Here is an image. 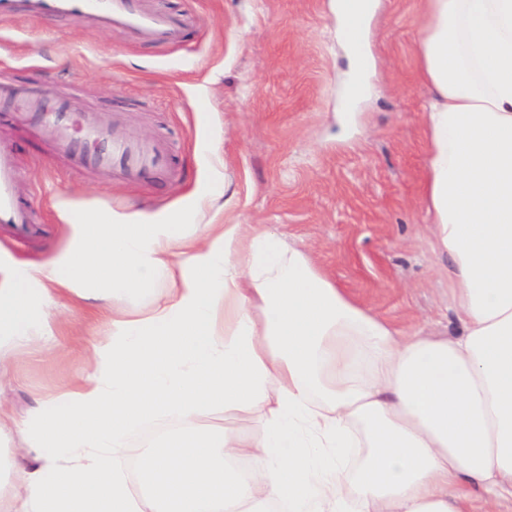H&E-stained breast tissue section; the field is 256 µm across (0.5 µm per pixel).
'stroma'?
I'll list each match as a JSON object with an SVG mask.
<instances>
[{"mask_svg":"<svg viewBox=\"0 0 512 512\" xmlns=\"http://www.w3.org/2000/svg\"><path fill=\"white\" fill-rule=\"evenodd\" d=\"M195 17L177 50L131 44L120 29L78 22H0V76L37 89L79 85L103 123L166 142L179 179L100 186L52 166L46 148L0 115L20 166L19 197L39 206L37 235L0 233L15 259L48 258L74 216L180 215L202 224H268L305 249L371 314L406 334L459 332L448 257L424 203L429 95L418 43L425 0H374L358 50L361 85L348 77L336 0H162ZM55 348L19 355L0 401L23 415L62 390L102 312L60 301Z\"/></svg>","mask_w":512,"mask_h":512,"instance_id":"35a3bbf8","label":"stroma"}]
</instances>
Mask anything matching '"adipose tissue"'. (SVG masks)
Returning a JSON list of instances; mask_svg holds the SVG:
<instances>
[{"instance_id": "obj_1", "label": "adipose tissue", "mask_w": 512, "mask_h": 512, "mask_svg": "<svg viewBox=\"0 0 512 512\" xmlns=\"http://www.w3.org/2000/svg\"><path fill=\"white\" fill-rule=\"evenodd\" d=\"M426 211L461 324L405 335L260 224L70 221L0 260V370L65 298L116 303L92 359L0 456V512H501L512 506V0H426ZM165 285L149 308L131 301ZM249 433L200 428L215 409ZM183 433L125 477L132 432Z\"/></svg>"}]
</instances>
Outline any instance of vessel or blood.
<instances>
[{"instance_id": "obj_1", "label": "vessel or blood", "mask_w": 512, "mask_h": 512, "mask_svg": "<svg viewBox=\"0 0 512 512\" xmlns=\"http://www.w3.org/2000/svg\"><path fill=\"white\" fill-rule=\"evenodd\" d=\"M16 19L72 20L101 31L118 28L135 43L165 48L183 44L194 22L192 13L169 11L156 0H0V21ZM0 112L16 116L58 157L101 180L142 183L178 173L169 146L101 125L82 107L78 91L31 93L0 80ZM18 180L14 148L0 139V225L26 240L37 231V211L18 201Z\"/></svg>"}]
</instances>
